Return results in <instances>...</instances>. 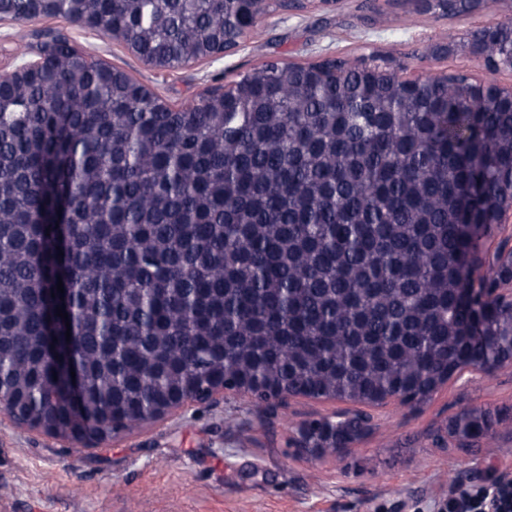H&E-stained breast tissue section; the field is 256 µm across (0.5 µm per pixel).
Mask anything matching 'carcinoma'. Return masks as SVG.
<instances>
[{
    "label": "carcinoma",
    "instance_id": "carcinoma-1",
    "mask_svg": "<svg viewBox=\"0 0 512 512\" xmlns=\"http://www.w3.org/2000/svg\"><path fill=\"white\" fill-rule=\"evenodd\" d=\"M269 7L0 4L19 22L119 35L161 69L223 50ZM473 45L512 68V20ZM37 50L32 75L0 76V390L21 412L62 434L110 430L205 380L256 378L420 406L466 367L512 365V250L475 274L512 209L507 97L479 98L463 74L409 83L326 58L267 61L176 106L51 29ZM469 216L481 223L467 235ZM511 421L465 406L444 432L472 446ZM371 430L361 411L340 416L336 447Z\"/></svg>",
    "mask_w": 512,
    "mask_h": 512
}]
</instances>
